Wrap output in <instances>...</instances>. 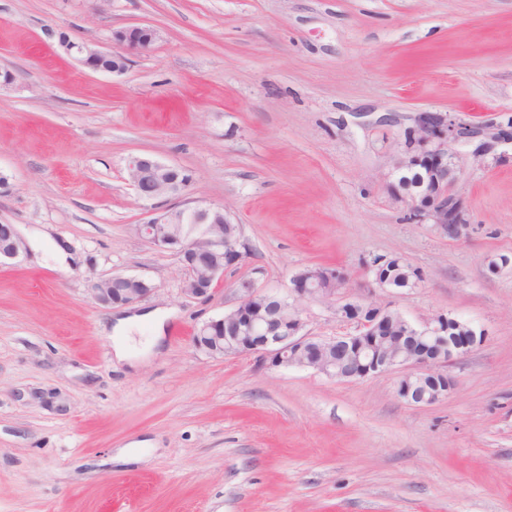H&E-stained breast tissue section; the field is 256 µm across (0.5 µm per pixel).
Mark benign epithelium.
Returning <instances> with one entry per match:
<instances>
[{
  "instance_id": "obj_1",
  "label": "benign epithelium",
  "mask_w": 512,
  "mask_h": 512,
  "mask_svg": "<svg viewBox=\"0 0 512 512\" xmlns=\"http://www.w3.org/2000/svg\"><path fill=\"white\" fill-rule=\"evenodd\" d=\"M160 39L156 27L138 24L112 31L109 49L93 48L64 32L58 35V47L91 72L121 75L131 57L150 53ZM473 139L480 140L473 157L481 159L495 145L512 142V129L492 124L467 127L447 112H420L414 125L408 128L406 150L394 155L389 165L391 176L408 171L416 163L427 166V176L420 178L415 189L400 197V201L415 214L414 220L432 225L450 240L463 239L471 228L467 203L456 188L454 158L458 155L457 147ZM127 169L140 198L178 200L175 206L153 212L138 225V233L150 245L178 256L184 274V295L197 299L211 297L223 280L224 271L243 258L241 238L224 236L229 215L219 206L181 201L191 180L183 178L181 168L176 165L134 155L129 158ZM175 218L188 224L197 223L201 229L171 239L165 228ZM21 249L22 243L11 225L0 224V262L18 257ZM114 280L134 281L143 287L116 292L102 287V281L93 280L90 291L98 303L126 306L153 290L149 281L135 276L117 274L105 282L110 284ZM291 282L292 288L286 295L272 294L250 281L239 283L238 305L204 322L192 338L193 346L216 357L254 355L269 368L295 366L345 381L401 370L400 397L411 405L431 406L444 399L450 389V379L440 368L467 354L483 340V335L467 323L462 335L449 337L450 324L458 323V319L439 313L422 326L411 327L410 351L401 347L388 350L373 343L368 347L365 361L338 364L332 357L336 346L377 339L380 324L392 305L365 297L347 298L336 306V312L357 324V334L318 339L303 333L302 305L336 302V296L345 288L346 278L332 269L317 267L293 276Z\"/></svg>"
}]
</instances>
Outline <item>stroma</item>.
Wrapping results in <instances>:
<instances>
[{
	"instance_id": "1",
	"label": "stroma",
	"mask_w": 512,
	"mask_h": 512,
	"mask_svg": "<svg viewBox=\"0 0 512 512\" xmlns=\"http://www.w3.org/2000/svg\"><path fill=\"white\" fill-rule=\"evenodd\" d=\"M149 23L154 51L121 75L65 55L58 32L109 46ZM0 224L37 242L0 263V512H512V144L459 149L472 228L451 240L408 220L388 161L420 112L512 125V0H0ZM184 168L191 199L240 224L244 258L206 302L177 257L137 233L153 202L126 162ZM65 243L80 261L49 257ZM377 256L420 270L372 286ZM345 297L438 313L483 335L430 407L398 372L340 381L214 357L192 337L251 281L282 294L305 268ZM122 273L173 309L160 345L117 362L89 278ZM320 339L354 324L304 305Z\"/></svg>"
}]
</instances>
